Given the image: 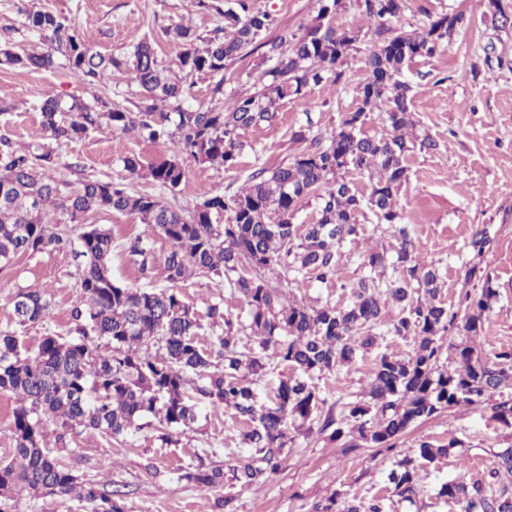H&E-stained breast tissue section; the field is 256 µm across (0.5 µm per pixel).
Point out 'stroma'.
I'll return each instance as SVG.
<instances>
[{
	"label": "stroma",
	"instance_id": "35a3bbf8",
	"mask_svg": "<svg viewBox=\"0 0 512 512\" xmlns=\"http://www.w3.org/2000/svg\"><path fill=\"white\" fill-rule=\"evenodd\" d=\"M269 9L279 25L306 33L317 23V0H254ZM50 8L71 18L94 48L104 55L129 53L132 39L153 41L163 65H172L180 51L167 31L176 25L191 26L206 34L223 26L222 17L199 12L193 0H0V42L31 50L36 38L22 22L28 10ZM460 14L447 45L433 57L412 64L406 78L412 85L416 135H429L434 145L412 149L407 155L408 179L397 208L402 221L420 243L426 262L434 263L442 280L441 298L458 304L471 285L464 279L465 265L472 259L468 244L476 230H487L489 249L480 263L498 290L484 330L477 336L478 353L487 360L503 348H512V27L503 25L489 0H406L405 9L385 21L368 18L360 0H346L336 16L338 25L354 30L358 41L339 84L323 82L310 86L303 99L282 103L272 125L249 129L247 149L234 168L199 164L181 156L186 178L175 191H163L150 179L131 176L125 157L139 156L143 163L159 155L156 147L134 133L121 134L107 128L59 149L51 176L78 186L85 180L111 182L129 191L162 196L171 206L190 210L216 194L230 195L244 187L257 168H272L292 161L317 141H327L346 113L359 103L358 84L365 76L364 60L379 43V29L422 30L442 14ZM0 95L12 108L0 113V135L28 145L44 141L40 107L50 97L69 102L71 96L85 101L111 98L136 111L141 95L127 75L114 74L111 81L89 85L69 70L19 71L0 69ZM86 223L111 229L115 245L111 273L115 281L130 288L166 283L162 260L167 241L151 240L157 265L151 278H144L121 247L125 238L138 234L142 225L133 216L116 212L86 215ZM360 234L339 254L337 281L318 283L298 280L289 293L298 303L312 306L343 305L353 283L364 274L361 255L370 249L396 247V240L378 226L371 211L359 216ZM79 269L70 253L44 251L17 255L0 271V332L10 331L36 342L45 331L69 336L73 329L71 310L77 303ZM22 288H38L52 299L47 324L17 326L13 299ZM405 340L387 336L361 352L355 362L340 371L315 376L314 383L327 398H362L379 356L406 355ZM489 405L457 408L414 427L400 438L394 451L360 448L342 453L319 429L289 431L286 460L280 471L252 487L202 490L178 478L179 469L195 458L228 466L248 447L245 421L233 411L199 419L184 432L179 444L164 446L151 430L111 439L84 432L67 441L65 461L75 463L82 479L125 486L126 512H315L332 494L341 499H384L387 512H460L435 496L441 483L466 476L490 481L496 477V455L512 446V429L490 418ZM463 442L466 469L455 459L420 472L422 493L417 505L399 502L393 496L387 474L397 455L417 447L419 441L447 443L450 437ZM10 512H90L87 501L70 497L14 496Z\"/></svg>",
	"mask_w": 512,
	"mask_h": 512
}]
</instances>
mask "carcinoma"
<instances>
[{
    "label": "carcinoma",
    "instance_id": "obj_1",
    "mask_svg": "<svg viewBox=\"0 0 512 512\" xmlns=\"http://www.w3.org/2000/svg\"><path fill=\"white\" fill-rule=\"evenodd\" d=\"M199 9L224 17V27L202 35L181 24L167 31L182 46L176 69L162 65L151 42L140 38L125 56H104L92 49L68 17L47 8L25 12V26L39 50L0 49V67L27 71L69 69L89 84L112 71L128 72L141 90V107L127 112L107 98L94 103L72 97L67 107L50 97L41 107V127L55 143L15 147L0 137V269L19 254L67 251L79 261V301L71 311L73 335L46 332L33 348L16 333L0 334V394L15 400L10 461H0V501L25 491L40 497L76 496L93 504L92 512H125L120 487L102 491L82 481L61 455L68 435L86 431L110 438L142 428L153 418L159 439L177 444L184 430L198 421L201 408L213 414L226 409L244 418V440L253 452L233 465L200 461L182 470L180 479L203 490L224 484L251 486L281 466L288 429L299 431L321 423L320 431L348 450L394 448L414 425L459 406L480 405L492 397V418L512 428V349L481 357L474 340L483 332L486 312L497 290L485 277L480 291L466 294L467 304L454 310L440 295V275L421 257V248L400 224L397 196L407 181L406 136L414 130L411 86L404 70L418 58L432 57L460 20L444 15L420 32L396 31L382 39L365 59L367 76L359 83L360 106L331 133L329 145L296 156L275 168H259L241 191L216 194L188 214L153 195L129 192L110 182L87 180L74 190L61 187L39 171L54 163L55 147L86 138L103 126L114 132H137L161 148L163 157L144 165L135 155L124 159L131 175L148 176L166 190L186 177L178 154L200 163L231 167L246 143L242 132L273 124L285 99H298L311 84H339L343 66L358 40L355 32L336 25L343 0H319L318 24L305 34L279 28L275 17L252 0H195ZM370 17H394L405 0H363ZM257 55L267 79L256 94L224 96V82L234 78L237 61ZM205 73L216 78L217 103L203 109L183 105L189 93L186 77ZM374 110L386 114L388 134L366 135L363 126ZM368 175L367 196L358 195L349 171ZM319 199L309 224L295 222L301 203ZM369 209L378 224L394 229L398 266L387 274L386 251L363 254L369 275L350 288L346 305L305 306L290 302L283 289L297 278L338 277L336 256L359 234L358 214ZM93 211L132 215L146 231L126 238L124 250L139 269L154 261L149 234L169 244L163 268L169 286L127 288L112 278V233L87 225ZM223 278L230 298L248 307V321L233 319L224 299L200 314L185 301L178 284L190 277ZM13 304L15 322L24 327L48 320L52 300L21 289ZM397 313L387 319L386 305ZM448 357L442 362L443 334ZM391 335L412 343L405 356L383 354L368 382L370 401L340 403L324 409L326 400L310 383L315 374L351 365L377 338ZM212 338L201 345V337ZM289 367L262 400L255 378ZM58 433L50 440L43 423ZM463 443L422 440L394 461L387 474L393 494L417 504L418 471L439 463ZM457 454V453H455ZM458 465L466 469L463 453ZM438 495L461 506V512H512V483L498 489L463 478L441 485ZM341 512H384L380 500L353 499Z\"/></svg>",
    "mask_w": 512,
    "mask_h": 512
}]
</instances>
